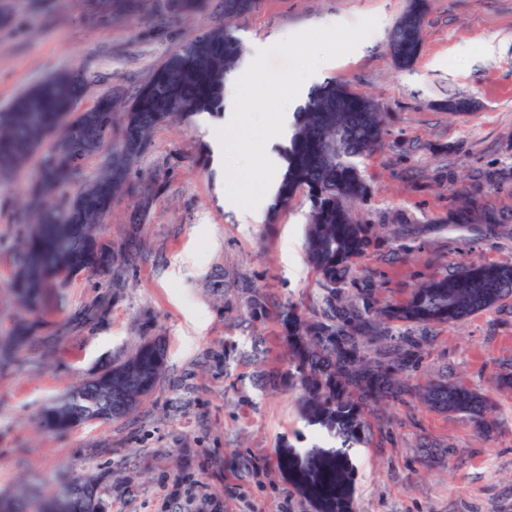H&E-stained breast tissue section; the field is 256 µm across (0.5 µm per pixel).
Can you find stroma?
Masks as SVG:
<instances>
[{
    "label": "stroma",
    "mask_w": 512,
    "mask_h": 512,
    "mask_svg": "<svg viewBox=\"0 0 512 512\" xmlns=\"http://www.w3.org/2000/svg\"><path fill=\"white\" fill-rule=\"evenodd\" d=\"M13 6L12 22L0 25V109L41 79L80 75L90 63L99 78L76 111L113 92L132 98L170 53L224 18L222 0L163 24L162 0H139L121 18L95 14L91 0ZM408 6L258 0L233 19L242 58L267 89L244 93L252 121L224 164L209 143L223 114L154 129L99 231L120 281L81 273L20 313L13 246L24 237L18 202L35 167L0 180V336L21 317L33 337L0 364V494L34 497L91 479L102 512H314L276 451L318 444L346 446L352 512H512V385L500 382L512 374V297L454 325L392 329L421 340L409 383L443 378L486 394L490 433L406 395L380 399L365 438L346 444L308 423L299 388L288 384L282 313L319 318V278L305 257L306 194L259 224L241 223L224 204L226 169L258 173L268 151L283 152L265 133L304 104L291 92L304 65L317 83L346 84L387 114L382 147L357 161L370 192L349 208L377 240L352 261L355 285L371 284L377 303H398L431 276L512 261V0H425L421 52L399 69L388 36ZM327 15L347 27L319 29ZM381 15L387 25L378 30ZM493 36L503 46L490 55L484 44ZM477 181L495 217L491 232L457 221L467 202L461 189ZM148 341L162 345L164 371L133 413L62 432L45 426L48 406ZM426 439L441 454L424 457Z\"/></svg>",
    "instance_id": "stroma-1"
}]
</instances>
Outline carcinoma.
I'll use <instances>...</instances> for the list:
<instances>
[{"instance_id": "obj_1", "label": "carcinoma", "mask_w": 512, "mask_h": 512, "mask_svg": "<svg viewBox=\"0 0 512 512\" xmlns=\"http://www.w3.org/2000/svg\"><path fill=\"white\" fill-rule=\"evenodd\" d=\"M257 0H224V23L186 41L171 53L153 78L116 112L117 98H100L89 110L74 106L85 77L59 73L35 83L0 110V179L25 167L61 125L69 129L64 148L42 152L20 216L25 238L17 252L15 298L33 310L49 288H63L78 272L112 271L110 246L99 240V226L112 199L127 185L150 133L173 118L218 113L224 108V77L237 65L242 46L227 22L254 10ZM200 7L198 0H167L164 9L179 14ZM425 13L414 0L396 22L388 50L393 64L408 68L421 51ZM385 113L373 100L342 83L316 89L296 114L285 149L287 162L277 199L288 203L304 191L311 204L306 238L308 262L320 277L323 294L320 320L309 323L288 310L291 333L288 355L295 381L303 391L307 418L344 440L365 433L363 413L382 393L399 399L411 390L397 375L415 355L416 341L392 339L388 322L427 326L454 324L495 307L512 295V262L479 263L452 275L435 276L403 303L375 306L371 289L346 291L350 260L366 253L375 232L355 222L347 202L367 196L369 186L354 158L382 146ZM112 149L99 157L100 173L74 195L67 194L81 172V163L106 143ZM469 211L459 215L468 224L480 211L477 189L466 192ZM164 352L145 343L122 361L78 385L64 401L45 410L56 430L85 419L114 420L131 414L164 370ZM427 407L467 416L484 429L488 400L482 393L445 381L414 390ZM290 483L315 503V512H351L352 466L345 450L315 446L299 453L279 451ZM79 482L43 495L28 510L21 495L0 497V512H85V491Z\"/></svg>"}]
</instances>
